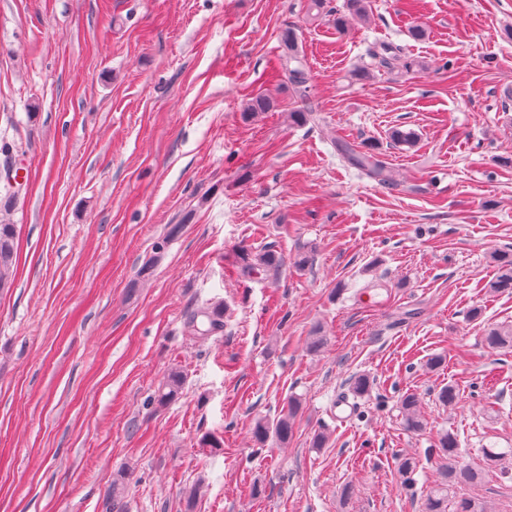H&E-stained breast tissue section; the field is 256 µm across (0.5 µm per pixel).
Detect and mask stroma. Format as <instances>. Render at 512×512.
Segmentation results:
<instances>
[{
    "label": "stroma",
    "instance_id": "stroma-1",
    "mask_svg": "<svg viewBox=\"0 0 512 512\" xmlns=\"http://www.w3.org/2000/svg\"><path fill=\"white\" fill-rule=\"evenodd\" d=\"M344 4L312 21L308 0H0V137L25 176L0 213L19 245L0 292V512H104L120 473L126 512H421L447 430L484 472L461 494L512 512V463L482 457L512 449V350L483 342L512 322V292L489 288L512 250V0H370L341 31ZM288 27L315 122L291 121L300 100L275 74ZM379 42L413 69L356 79ZM258 96L273 109L245 117ZM329 127L377 144L392 183L345 162ZM242 245L287 265L239 278ZM206 303L230 315L197 342L185 316ZM174 366L186 385L157 406ZM291 396L288 444L255 445L254 420ZM400 454L419 463L412 485ZM401 406L405 416V426L408 430L418 431L422 428L420 419V401L416 394L407 393L401 399Z\"/></svg>",
    "mask_w": 512,
    "mask_h": 512
}]
</instances>
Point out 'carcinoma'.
<instances>
[{
    "mask_svg": "<svg viewBox=\"0 0 512 512\" xmlns=\"http://www.w3.org/2000/svg\"><path fill=\"white\" fill-rule=\"evenodd\" d=\"M345 14H336V28L347 26L348 16L357 18L367 16V0H346ZM283 55L278 59L277 73L286 76L300 94L306 93V68L297 49V38L293 28L282 31ZM336 148L351 165L363 171L370 178L388 183L392 180L391 171L386 162L379 159L376 148L371 144L357 150L341 139H334ZM16 225L0 223V289L10 287L14 276L16 258ZM495 261L499 274L490 285L495 292L512 290V254L498 253ZM283 257L272 246L257 251L243 247L237 253L236 272L244 278L266 272L274 276L280 273ZM226 307L221 304L201 305L192 309L185 322L189 335L196 341H206L224 332ZM484 342L490 349H512V325H496L486 330ZM187 380V374L180 367L172 368L158 389L154 402L164 407L181 394ZM405 416V426L411 431L422 428L420 419V401L416 394L408 393L401 399ZM300 409L296 398L288 400L274 420L258 418L251 427L254 441L264 446L270 441L285 443L292 437L294 424ZM431 454L439 463L442 480L432 486L425 495L422 512H448V502L454 501V512H488L487 507L468 498H455V489L461 484L473 483L480 479V472L463 462L457 436L445 432L438 436ZM397 470L404 480H411L417 469L415 458L400 454L396 458ZM126 492V477L121 474L112 482V489L106 497L105 512H121Z\"/></svg>",
    "mask_w": 512,
    "mask_h": 512,
    "instance_id": "carcinoma-1",
    "label": "carcinoma"
}]
</instances>
